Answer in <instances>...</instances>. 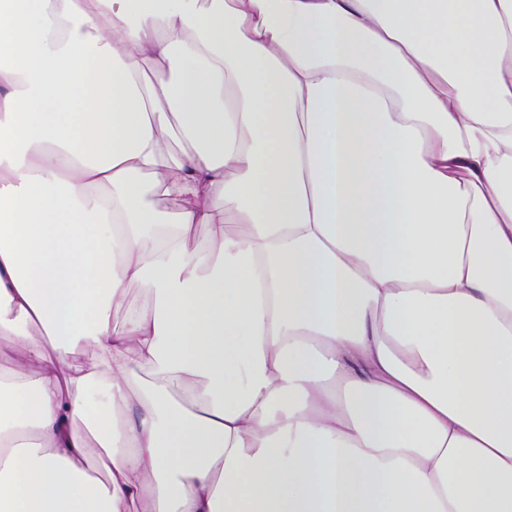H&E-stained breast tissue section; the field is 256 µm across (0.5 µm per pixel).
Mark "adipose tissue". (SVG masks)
<instances>
[{"label":"adipose tissue","mask_w":512,"mask_h":512,"mask_svg":"<svg viewBox=\"0 0 512 512\" xmlns=\"http://www.w3.org/2000/svg\"><path fill=\"white\" fill-rule=\"evenodd\" d=\"M0 50V512H512V0H0Z\"/></svg>","instance_id":"1"}]
</instances>
